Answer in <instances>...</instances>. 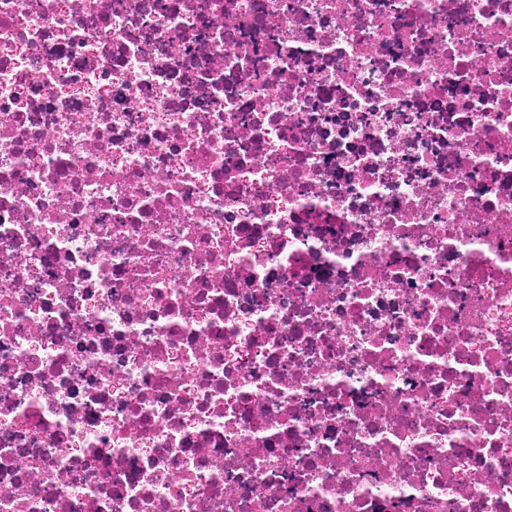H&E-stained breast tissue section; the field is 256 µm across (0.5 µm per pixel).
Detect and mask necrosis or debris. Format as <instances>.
Listing matches in <instances>:
<instances>
[{
  "instance_id": "1",
  "label": "necrosis or debris",
  "mask_w": 512,
  "mask_h": 512,
  "mask_svg": "<svg viewBox=\"0 0 512 512\" xmlns=\"http://www.w3.org/2000/svg\"><path fill=\"white\" fill-rule=\"evenodd\" d=\"M0 512H512V0H0Z\"/></svg>"
}]
</instances>
